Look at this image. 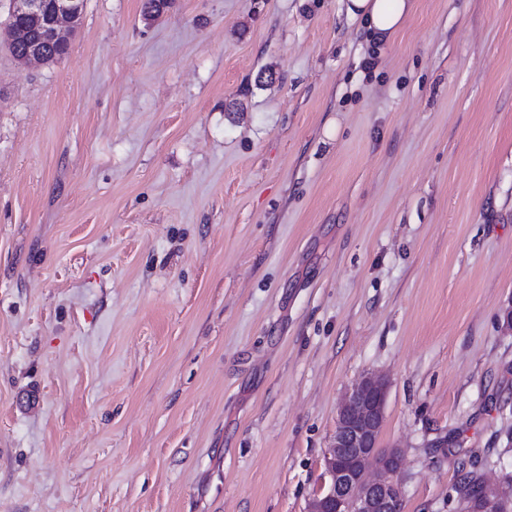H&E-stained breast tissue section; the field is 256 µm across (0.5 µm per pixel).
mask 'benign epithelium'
Segmentation results:
<instances>
[{"mask_svg": "<svg viewBox=\"0 0 512 512\" xmlns=\"http://www.w3.org/2000/svg\"><path fill=\"white\" fill-rule=\"evenodd\" d=\"M8 19L0 41L21 48L27 65L48 63V48L67 47L82 16L84 0H8ZM389 381L365 374L343 395L336 431L324 456L326 488L315 495L308 512H396L401 496L398 478L402 450L376 458L385 424ZM477 512H512V492L482 479Z\"/></svg>", "mask_w": 512, "mask_h": 512, "instance_id": "7a95c632", "label": "benign epithelium"}]
</instances>
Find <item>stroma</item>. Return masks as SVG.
<instances>
[{"mask_svg":"<svg viewBox=\"0 0 512 512\" xmlns=\"http://www.w3.org/2000/svg\"><path fill=\"white\" fill-rule=\"evenodd\" d=\"M144 2L0 47V512H307L369 372L403 512L512 480V0ZM349 18L363 22L377 39L394 35L405 23L413 0H344ZM458 472L461 474L455 484V492L457 501L473 502L475 509L477 495L481 488V476L475 471L466 469V462L464 459L459 461Z\"/></svg>","mask_w":512,"mask_h":512,"instance_id":"1","label":"stroma"}]
</instances>
